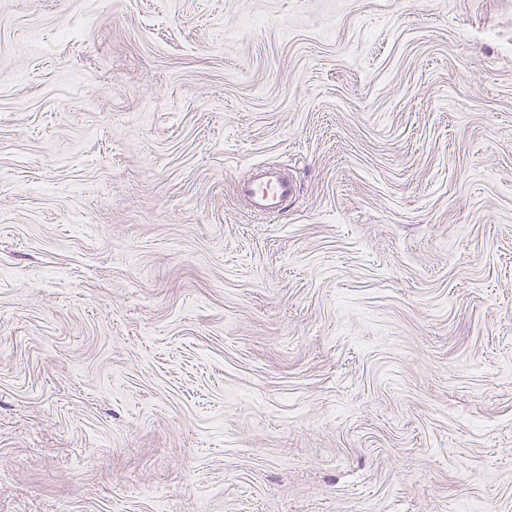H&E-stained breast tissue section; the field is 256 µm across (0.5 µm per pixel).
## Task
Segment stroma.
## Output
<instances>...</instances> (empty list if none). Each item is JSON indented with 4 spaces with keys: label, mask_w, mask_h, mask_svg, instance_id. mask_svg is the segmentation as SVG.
Listing matches in <instances>:
<instances>
[{
    "label": "stroma",
    "mask_w": 512,
    "mask_h": 512,
    "mask_svg": "<svg viewBox=\"0 0 512 512\" xmlns=\"http://www.w3.org/2000/svg\"><path fill=\"white\" fill-rule=\"evenodd\" d=\"M0 512H512V0H0ZM249 210L256 216H279L294 194V184L270 169L255 171L241 183Z\"/></svg>",
    "instance_id": "stroma-1"
}]
</instances>
